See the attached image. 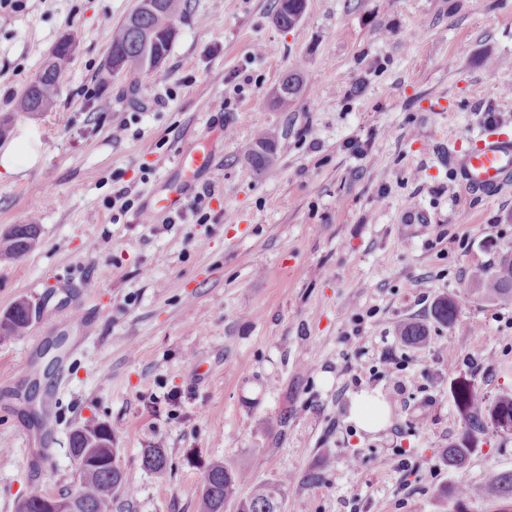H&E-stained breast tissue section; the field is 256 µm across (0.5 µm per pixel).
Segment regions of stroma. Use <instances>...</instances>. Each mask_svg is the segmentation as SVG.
<instances>
[{"label":"stroma","instance_id":"1","mask_svg":"<svg viewBox=\"0 0 512 512\" xmlns=\"http://www.w3.org/2000/svg\"><path fill=\"white\" fill-rule=\"evenodd\" d=\"M136 5L0 8V151L38 154L0 176V234L40 225L29 252L0 260V314L38 310L0 343V512L34 486L75 488L68 437L97 422L119 450L122 512H195L214 459L246 487L321 471L283 512H453L447 489L512 470V434L492 428L464 468L445 457L462 430L456 377L490 403L512 394V301L473 278L512 259V179L467 193L448 165L486 121L512 133V0H307L289 30L275 0H186L156 71L102 81L101 19ZM67 38L55 108L20 111ZM295 68L304 89L283 112L273 93ZM260 126L278 133L264 172L244 156ZM188 146L207 160L191 177L175 164ZM177 188L182 208L165 210ZM448 295L449 328L431 317ZM410 319L428 327L422 346L399 336ZM61 334L37 422L25 394ZM363 390L389 408L375 432L348 419ZM155 446L161 474L141 462Z\"/></svg>","mask_w":512,"mask_h":512}]
</instances>
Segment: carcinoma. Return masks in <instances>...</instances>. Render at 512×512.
I'll use <instances>...</instances> for the list:
<instances>
[{
	"label": "carcinoma",
	"mask_w": 512,
	"mask_h": 512,
	"mask_svg": "<svg viewBox=\"0 0 512 512\" xmlns=\"http://www.w3.org/2000/svg\"><path fill=\"white\" fill-rule=\"evenodd\" d=\"M306 0H278L276 24L282 29L294 27L305 10ZM179 0H144L143 5L131 13L112 30L107 59L102 78L114 73H124L133 81L149 73L145 62L152 57L165 58L175 36V17ZM70 55V48L60 43L53 58L36 76L32 85L22 94L18 107L24 112H46L55 103L56 89L62 67ZM302 79L298 71L285 74L275 97L281 108H286L299 95ZM276 134L270 129L259 130L247 150L252 166L261 171L269 165ZM39 227L35 223L15 224L0 237V257L19 258L28 252L38 238ZM477 279L484 296L492 299L512 297V260H504L490 268ZM459 301L444 296L434 304L431 314L444 326L454 324ZM33 320V308L27 301L17 302L10 311L0 317V339L20 336ZM400 336L413 345L425 344L428 330L425 325L408 321L400 325ZM454 406L463 422L460 437L451 443L446 452L448 465L464 466L475 449L479 435L488 427L495 426L498 417L512 419V395H502L493 404H486L473 380L458 378L451 384ZM70 453L77 462L79 483L77 495L69 506V512H112V504L123 488L122 469L113 466L112 458L118 455L113 447L110 429L104 423L86 425L72 432L69 438ZM143 467L161 474L168 466L166 452L162 448H147L142 455ZM239 471L221 460L205 467L197 512H224L230 506L234 512H282L283 500L291 485L284 475L276 482L254 485L244 497L238 496ZM488 498L502 506L512 508V471H491L485 482L478 486L460 483L452 489L455 512H466V503L472 498ZM50 496L39 488L31 489L17 506V512H42V506Z\"/></svg>",
	"instance_id": "1"
}]
</instances>
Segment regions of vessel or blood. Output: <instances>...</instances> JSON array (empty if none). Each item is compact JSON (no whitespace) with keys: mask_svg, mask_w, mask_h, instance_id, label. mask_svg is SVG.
I'll return each instance as SVG.
<instances>
[{"mask_svg":"<svg viewBox=\"0 0 512 512\" xmlns=\"http://www.w3.org/2000/svg\"><path fill=\"white\" fill-rule=\"evenodd\" d=\"M471 152L453 166L462 187L471 193L494 195L512 177V136L501 134L495 123H485L472 140Z\"/></svg>","mask_w":512,"mask_h":512,"instance_id":"obj_1","label":"vessel or blood"}]
</instances>
